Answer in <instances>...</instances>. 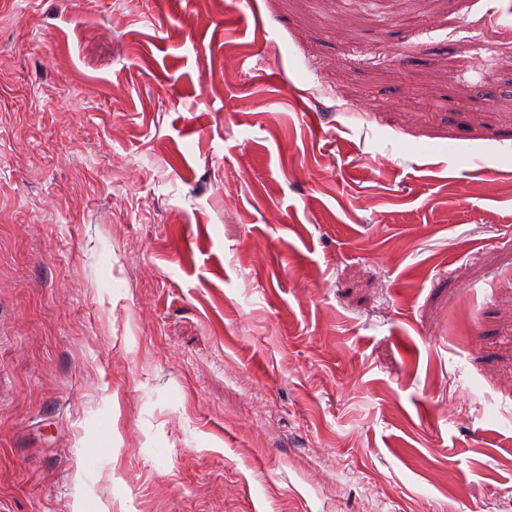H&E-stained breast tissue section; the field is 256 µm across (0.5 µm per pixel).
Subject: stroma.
Instances as JSON below:
<instances>
[{"mask_svg": "<svg viewBox=\"0 0 512 512\" xmlns=\"http://www.w3.org/2000/svg\"><path fill=\"white\" fill-rule=\"evenodd\" d=\"M0 0V512H512V0Z\"/></svg>", "mask_w": 512, "mask_h": 512, "instance_id": "1", "label": "stroma"}]
</instances>
